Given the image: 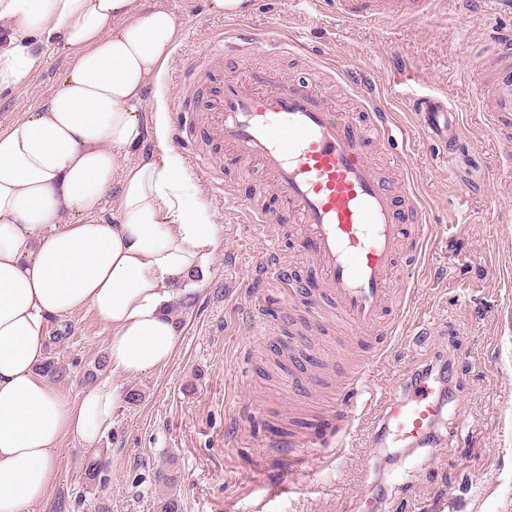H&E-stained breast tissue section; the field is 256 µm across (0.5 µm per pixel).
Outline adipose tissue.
<instances>
[{"mask_svg": "<svg viewBox=\"0 0 512 512\" xmlns=\"http://www.w3.org/2000/svg\"><path fill=\"white\" fill-rule=\"evenodd\" d=\"M182 36L169 0H0V93L32 79L45 48L69 57L44 103L0 132V512H31L62 442L94 446L123 403L108 381L76 400L53 386L49 322L92 310L112 372L147 374L173 358L171 310L211 270L217 226L190 201L165 113L142 117Z\"/></svg>", "mask_w": 512, "mask_h": 512, "instance_id": "ef3b65f1", "label": "adipose tissue"}]
</instances>
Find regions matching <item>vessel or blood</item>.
I'll return each instance as SVG.
<instances>
[{
    "mask_svg": "<svg viewBox=\"0 0 512 512\" xmlns=\"http://www.w3.org/2000/svg\"><path fill=\"white\" fill-rule=\"evenodd\" d=\"M434 0H336L348 21H397L430 15ZM242 33L214 44L185 70L183 87L203 85L206 132L230 148L242 165L259 163L272 177L293 223L299 224L318 276L310 300L313 311L334 306L356 337L389 336L384 315L396 303L392 290L402 252L404 225L397 205L406 197L416 219L424 213L405 176V157L391 152L400 178L380 175L368 158L366 142L395 139L386 113L371 109L361 123L345 121L328 104V91H304L289 80L267 74L242 76L218 68L225 51L257 47ZM487 102L481 105L485 127L495 136L512 133V33L504 32L493 51L476 59L468 73ZM415 109L424 137L454 158L462 125L447 99H418ZM281 294L293 283L279 258L262 263ZM376 443L383 448H414L433 434L444 413L428 381L408 395L393 393L374 403Z\"/></svg>",
    "mask_w": 512,
    "mask_h": 512,
    "instance_id": "obj_1",
    "label": "vessel or blood"
}]
</instances>
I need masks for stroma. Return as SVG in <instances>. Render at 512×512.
<instances>
[{
  "instance_id": "35a3bbf8",
  "label": "stroma",
  "mask_w": 512,
  "mask_h": 512,
  "mask_svg": "<svg viewBox=\"0 0 512 512\" xmlns=\"http://www.w3.org/2000/svg\"><path fill=\"white\" fill-rule=\"evenodd\" d=\"M183 13L184 35L157 90L169 127L182 128V157L203 152L221 160L213 173L190 169L219 228L210 273L173 314L183 328L172 360L140 376H107L121 391L139 390L99 442L109 451L100 486H87L88 455L64 441L59 477L35 512H158L176 495L181 512H350L363 491L382 512H512V173L501 166L505 146L477 119L480 94L468 78L475 51L512 29V11L489 0H439L422 20L347 22L334 0H253L236 21L209 11L206 0H171ZM259 35L240 72L282 74L312 90L331 84L330 103L347 119L365 118L366 104L390 113L405 134L408 175L426 212L420 258L401 257L396 288L404 313L366 372L362 402L349 422L322 427L316 447L304 440L318 409L335 394L287 392L286 378L302 372L332 375L336 336L344 323L327 308L322 323L308 319L314 269L301 238L290 235L288 211L261 165L241 172L224 144L208 139L200 112H182L184 70L205 47L235 30ZM67 55L46 51L42 70L0 95V129L41 105L61 78ZM437 95L457 108L463 136L454 163L419 135L411 102ZM234 196L258 200L282 233L277 246L296 291L284 298L266 278L260 257L268 231L246 224L226 204L216 182ZM107 328L91 310L50 322L46 349L64 367L53 381L76 398L90 387L87 369L106 354ZM309 345V363L295 368L289 346ZM448 366L449 403L440 433L451 446L402 454L390 462L373 440L376 415L368 398L394 391L426 365ZM292 434L288 448H269L271 432ZM176 464L178 482L166 488L159 470Z\"/></svg>"
}]
</instances>
